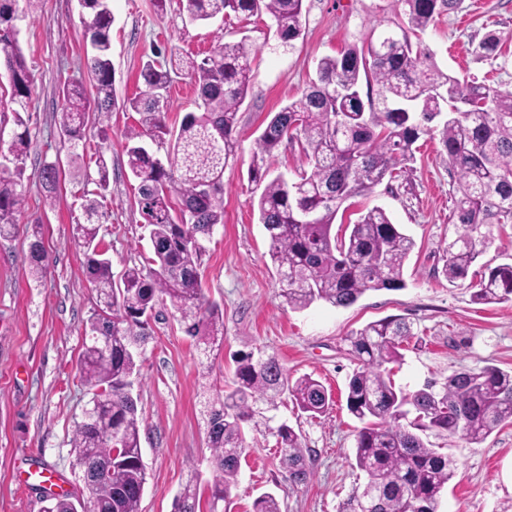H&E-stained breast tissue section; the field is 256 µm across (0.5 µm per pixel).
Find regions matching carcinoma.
I'll return each mask as SVG.
<instances>
[{"label":"carcinoma","instance_id":"cac0c4a2","mask_svg":"<svg viewBox=\"0 0 512 512\" xmlns=\"http://www.w3.org/2000/svg\"><path fill=\"white\" fill-rule=\"evenodd\" d=\"M24 6H19V2ZM304 0H181L192 23L208 24L235 14H267L281 45L293 47L302 32ZM407 21L391 18L370 29L367 43L321 58L317 80L296 102L267 123L257 139L249 178L260 189L259 222L268 239V255L278 277L280 297L289 308L303 310L321 301L337 308L355 304L368 291L405 286L404 261L415 243L378 206L353 225L333 231L342 205L366 195L396 166L411 159L412 146L430 132L427 124L444 114L439 130L448 165L456 174L454 215L463 233L448 244L443 274L464 281L491 242V228L512 224V92L475 80H461L439 70L422 36L437 18L454 11L459 0H400ZM40 0H0V69L9 74V99L0 100V131L6 113L25 125L34 84L18 42V22L33 16ZM85 34L91 54L87 69L95 86L94 101L82 86L62 91L58 125L72 149L85 136L86 109L107 114L118 108L139 115L125 132L127 167L137 182V205L147 226L153 267L132 266L120 281L111 260L99 248L103 213L97 196L107 188L106 161L96 160V190L83 204L84 221L74 227L75 245L85 256L96 292L97 309L85 327L79 373L91 390L104 389L97 408L78 423L71 440L84 468L93 512H139L146 483L140 463L137 402L128 390L137 370L139 348L157 304L168 299L186 335L210 346L224 337V312L202 293L200 239L224 223V170L238 158V113L252 78L246 41L217 40L202 60L171 47L163 61L141 68L145 89L119 104L113 93V23L109 3L84 0ZM480 59L501 55L497 33L487 32L474 48ZM184 75L196 91V111L182 118L178 132L167 126L168 88L172 76ZM366 82V95L359 90ZM166 147L165 158L149 151L142 139ZM295 140L308 169L290 180L270 177L265 156L283 140ZM29 133H13L0 144V238L18 230L25 210V159ZM45 206L59 195L56 164L44 162L39 174ZM27 269L37 281L46 276L47 249L32 225ZM478 304L512 302V265L488 267L472 285ZM413 336L402 317L371 322L348 336L357 369L349 377L346 407L364 426L356 436L355 462L366 483L347 503L348 512H437L442 491L456 474L455 461L430 447L427 431L472 443L512 422V371L487 366L460 370L440 388L429 383L406 393L395 388L383 366L397 363L402 344ZM231 384L204 403L208 445L217 477L209 504L229 503L245 449L244 426L258 425V404L274 405L286 392L297 409L315 418L329 408L323 384L309 375L295 380L275 356L249 352L235 359ZM118 432L121 450L113 454L107 429ZM280 467L295 484L311 475L303 437L283 423L274 429ZM71 496L51 495L41 512H71ZM201 497L187 485L176 497L174 512H200ZM252 512H282L275 494L255 498Z\"/></svg>","mask_w":512,"mask_h":512}]
</instances>
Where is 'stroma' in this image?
I'll list each match as a JSON object with an SVG mask.
<instances>
[{"mask_svg": "<svg viewBox=\"0 0 512 512\" xmlns=\"http://www.w3.org/2000/svg\"><path fill=\"white\" fill-rule=\"evenodd\" d=\"M112 65L118 100L139 94L143 64L157 48L178 46L206 55L218 37L247 39L254 78L238 114L237 162L224 171V223L204 243V294L224 311V343L203 353L183 332L173 306L151 321V337L138 361L131 392L138 399L140 444L147 482L141 512H174L186 484L208 495L214 481L206 424L201 415L202 372L224 387L232 381L242 352L276 355L290 377L310 375L332 397L316 418L294 408L288 397L264 409V424L245 429L246 450L230 512H251L256 497L275 493L282 512H346L365 482L355 463L361 423L346 408V386L356 367L347 336L389 316L406 318L417 335L393 365L396 387L414 392L460 369L487 366L512 370V302L477 305L467 284H450L442 274L446 248L463 231L453 215L450 190L455 175L437 135L422 136L412 161L395 179L348 201L340 224L355 223L380 206L415 241L404 264L405 288L366 292L356 304L335 308L322 302L304 310L283 306L280 284L268 256V237L258 220V194L248 176L256 141L269 119L298 100L316 77L319 60L361 43L376 21L402 13L398 0H304L302 34L281 46L268 16L230 18L208 25L188 21L180 0H110ZM85 12L79 0H41L21 24L20 46L34 74L26 119L33 147L25 161L29 189L21 224L39 223L49 252L41 282L27 274V234L0 240V512H40L44 490L28 480L30 464H54L65 489L83 488L71 445L74 429L91 398L78 371L84 329L96 307L85 258L72 231L82 219V195L96 175L97 158L107 163L108 188L100 246L114 276L148 266L149 233L136 203L135 183L125 156L124 133L135 125L133 111L87 116L85 149L72 155L56 114L67 84L88 85L83 37ZM490 30L506 42L503 56L477 58L473 49ZM436 65L460 77L485 78L512 92V0H461L423 36ZM59 161L61 182L55 207L41 202L38 172ZM300 431L310 451L312 475L292 485L275 457L274 427ZM434 447L456 462V474L438 502V512H512V424L496 428L480 444L462 437L433 438Z\"/></svg>", "mask_w": 512, "mask_h": 512, "instance_id": "1", "label": "stroma"}]
</instances>
